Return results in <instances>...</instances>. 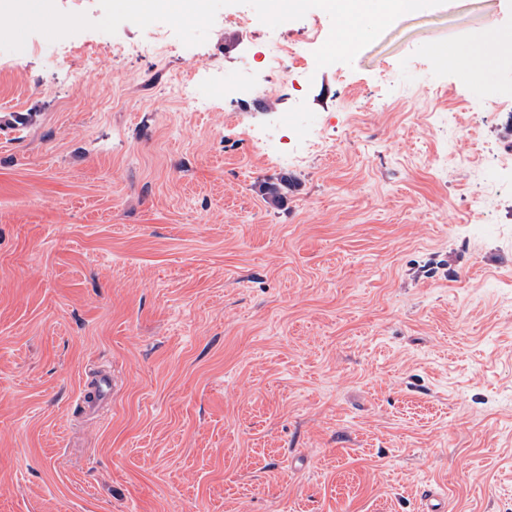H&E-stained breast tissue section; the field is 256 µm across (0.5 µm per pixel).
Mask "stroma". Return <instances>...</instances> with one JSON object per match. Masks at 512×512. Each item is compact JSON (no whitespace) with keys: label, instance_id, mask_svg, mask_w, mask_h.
Instances as JSON below:
<instances>
[{"label":"stroma","instance_id":"stroma-1","mask_svg":"<svg viewBox=\"0 0 512 512\" xmlns=\"http://www.w3.org/2000/svg\"><path fill=\"white\" fill-rule=\"evenodd\" d=\"M313 25L303 69L261 22L79 91L42 34L0 60V512H512V184L481 164L512 62L463 61L512 0L349 65L314 61L325 11L280 29ZM194 61L207 111L174 92ZM308 41L307 36L303 33L297 38L288 40V36H278L272 38L268 43L271 48V58L273 61L282 65L288 62L297 54L300 46ZM88 384L91 388L83 394L81 408L87 413H94L110 398L114 381L110 372L98 370L91 377Z\"/></svg>","mask_w":512,"mask_h":512}]
</instances>
